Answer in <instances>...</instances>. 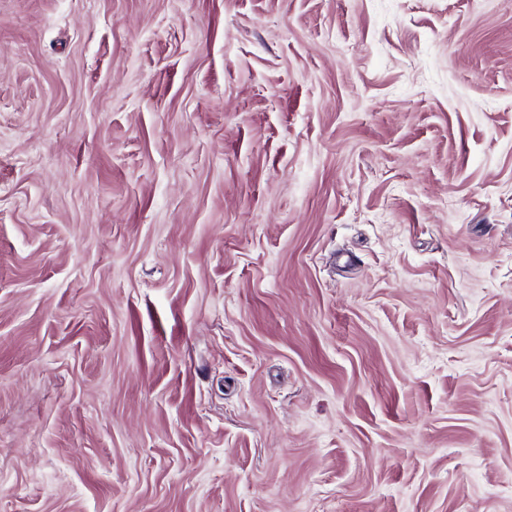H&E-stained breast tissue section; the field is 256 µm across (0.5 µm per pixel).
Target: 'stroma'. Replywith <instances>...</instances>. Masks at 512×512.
Instances as JSON below:
<instances>
[{
    "mask_svg": "<svg viewBox=\"0 0 512 512\" xmlns=\"http://www.w3.org/2000/svg\"><path fill=\"white\" fill-rule=\"evenodd\" d=\"M0 512H512V0H0Z\"/></svg>",
    "mask_w": 512,
    "mask_h": 512,
    "instance_id": "1",
    "label": "stroma"
}]
</instances>
